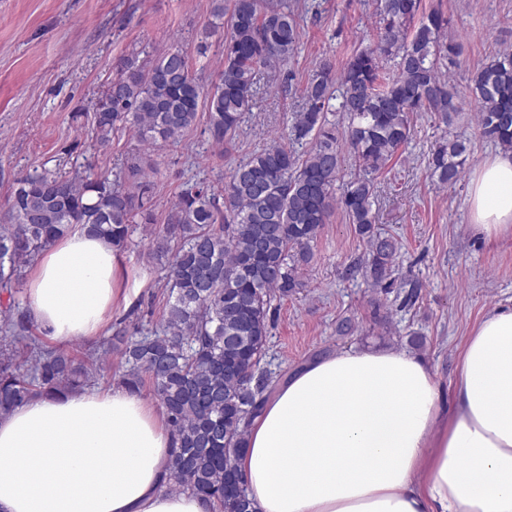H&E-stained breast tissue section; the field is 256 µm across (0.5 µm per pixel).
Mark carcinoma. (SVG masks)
I'll use <instances>...</instances> for the list:
<instances>
[{
	"instance_id": "carcinoma-1",
	"label": "carcinoma",
	"mask_w": 512,
	"mask_h": 512,
	"mask_svg": "<svg viewBox=\"0 0 512 512\" xmlns=\"http://www.w3.org/2000/svg\"><path fill=\"white\" fill-rule=\"evenodd\" d=\"M449 19L422 0H381L376 39L358 48L340 70L319 65L307 82L302 110L287 138L252 153L224 185V201L206 186L180 194L166 224L148 243L170 257L166 303L159 327L121 351L122 383L138 392L149 381L173 438L168 490L201 497L211 512H256L236 467L245 429L271 392L261 367L270 333L272 301L304 287L301 271L337 208L366 243L367 255L349 275L387 292L394 286L398 241L376 228L381 171L411 139L420 112L442 123L460 111L457 92L442 78V61L455 55L444 41ZM218 82L207 89L188 58L170 47L148 69L130 58L93 112L100 144L124 124L152 146L175 142L208 112L205 132L229 144L250 111L266 69L286 63L301 37L300 15L288 0H233ZM393 63V73L384 64ZM471 93L482 138L512 152V51L477 70ZM338 116L331 122L328 114ZM310 142V148L298 146ZM359 173L344 179L342 150ZM470 148L455 137L428 159L432 176L453 184ZM128 185L106 175L33 171L16 182L0 214V291L13 295L24 269L76 224L120 252L138 224H153L144 201L146 176L131 159ZM8 313L0 336V415L45 394L73 392L100 380L102 361L46 348L33 337L25 311Z\"/></svg>"
}]
</instances>
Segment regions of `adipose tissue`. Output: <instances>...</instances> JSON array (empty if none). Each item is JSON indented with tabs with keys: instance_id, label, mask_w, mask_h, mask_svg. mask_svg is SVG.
I'll return each mask as SVG.
<instances>
[{
	"instance_id": "1",
	"label": "adipose tissue",
	"mask_w": 512,
	"mask_h": 512,
	"mask_svg": "<svg viewBox=\"0 0 512 512\" xmlns=\"http://www.w3.org/2000/svg\"><path fill=\"white\" fill-rule=\"evenodd\" d=\"M476 235L512 237V152L475 171ZM127 273L75 228L40 256L27 312L60 341L99 336ZM237 459L257 512H512V305L487 311L450 400L415 353L303 365L266 399ZM166 419L122 386L43 395L0 417V512H209L166 490Z\"/></svg>"
}]
</instances>
